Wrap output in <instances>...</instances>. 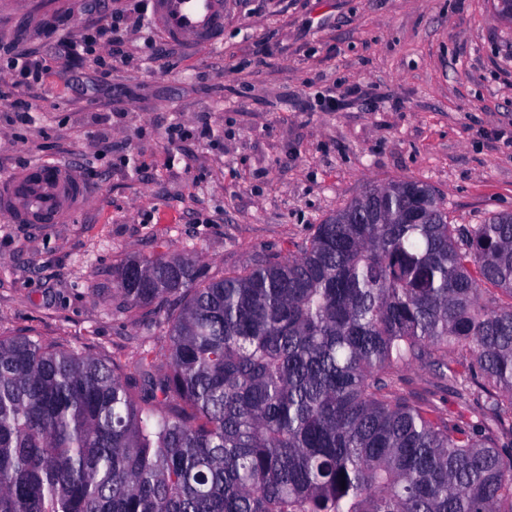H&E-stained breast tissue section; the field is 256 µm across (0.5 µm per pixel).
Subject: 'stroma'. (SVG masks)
<instances>
[{
    "instance_id": "1",
    "label": "stroma",
    "mask_w": 512,
    "mask_h": 512,
    "mask_svg": "<svg viewBox=\"0 0 512 512\" xmlns=\"http://www.w3.org/2000/svg\"><path fill=\"white\" fill-rule=\"evenodd\" d=\"M124 5L0 0V53L46 57L45 23L62 19L78 40ZM144 38L130 27L106 75L53 61L18 87L0 69V176L58 162L91 189L71 224L0 216L2 335L80 346L135 383L142 353L166 341L158 314L123 307L127 259L192 249L217 279L283 260L400 179L432 186L459 225L512 212V22L492 0H226L222 44L152 50ZM17 98L33 104L23 122ZM173 127L185 137L168 140ZM404 377L447 417L478 421L438 367Z\"/></svg>"
}]
</instances>
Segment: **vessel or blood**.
Instances as JSON below:
<instances>
[{"label":"vessel or blood","mask_w":512,"mask_h":512,"mask_svg":"<svg viewBox=\"0 0 512 512\" xmlns=\"http://www.w3.org/2000/svg\"><path fill=\"white\" fill-rule=\"evenodd\" d=\"M156 28L194 46L224 37L225 0H151ZM88 187L69 165L45 162L0 177V215L16 224H66L88 201Z\"/></svg>","instance_id":"1"}]
</instances>
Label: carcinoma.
<instances>
[{
    "instance_id": "cac0c4a2",
    "label": "carcinoma",
    "mask_w": 512,
    "mask_h": 512,
    "mask_svg": "<svg viewBox=\"0 0 512 512\" xmlns=\"http://www.w3.org/2000/svg\"><path fill=\"white\" fill-rule=\"evenodd\" d=\"M135 311L171 302L139 386L117 363L0 336V512H512V452L402 388L433 359L512 438V213L448 221L405 180L317 225L292 259L208 278L133 259ZM465 354L448 357V349Z\"/></svg>"
}]
</instances>
